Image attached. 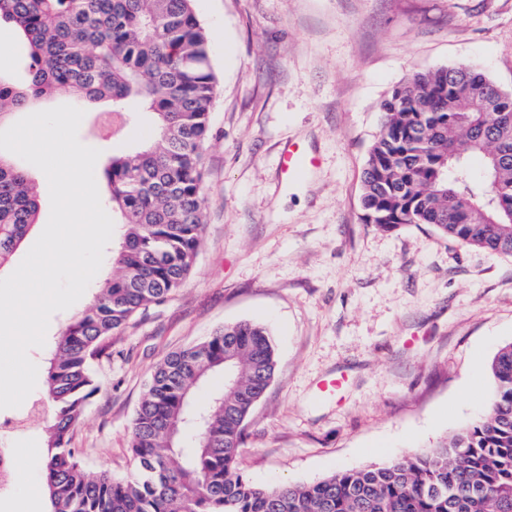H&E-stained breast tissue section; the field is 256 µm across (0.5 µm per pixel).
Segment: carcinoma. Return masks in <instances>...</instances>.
I'll use <instances>...</instances> for the list:
<instances>
[{"label": "carcinoma", "instance_id": "cac0c4a2", "mask_svg": "<svg viewBox=\"0 0 512 512\" xmlns=\"http://www.w3.org/2000/svg\"><path fill=\"white\" fill-rule=\"evenodd\" d=\"M193 0H0V23L26 50L22 79L0 73L6 118L66 95L111 106L123 129L150 117L148 144L112 153L106 208L121 226L113 275L66 324L48 359L53 408L44 461L50 512H512V343L489 369L486 415L442 446L310 484L259 486L237 467L247 420L277 368L269 330L224 325L169 352L155 367L132 422L136 473H91L72 431L107 342L182 286L197 256L207 196L203 151L217 77ZM363 170L366 220L384 229L431 224L462 243L512 254V93L479 68L418 73L381 105ZM480 158L473 180L467 159ZM40 198L27 171L0 150V267L36 223ZM232 381L205 408L190 402L211 373Z\"/></svg>", "mask_w": 512, "mask_h": 512}]
</instances>
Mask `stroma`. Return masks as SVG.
Wrapping results in <instances>:
<instances>
[{"mask_svg": "<svg viewBox=\"0 0 512 512\" xmlns=\"http://www.w3.org/2000/svg\"><path fill=\"white\" fill-rule=\"evenodd\" d=\"M212 41L218 94L203 173L208 198L192 271L165 303L113 336L97 391L72 433L91 472L136 471L131 425L170 351L249 320L278 367L238 456L253 483H312L338 469L435 448L479 421L494 392L473 380L512 342V255L429 224L386 231L363 219L361 173L380 105L415 73L474 64L512 91V0H194ZM85 113L80 141H147L139 117L107 142ZM320 157L280 188L286 141ZM346 374L340 396L326 376Z\"/></svg>", "mask_w": 512, "mask_h": 512, "instance_id": "stroma-1", "label": "stroma"}]
</instances>
